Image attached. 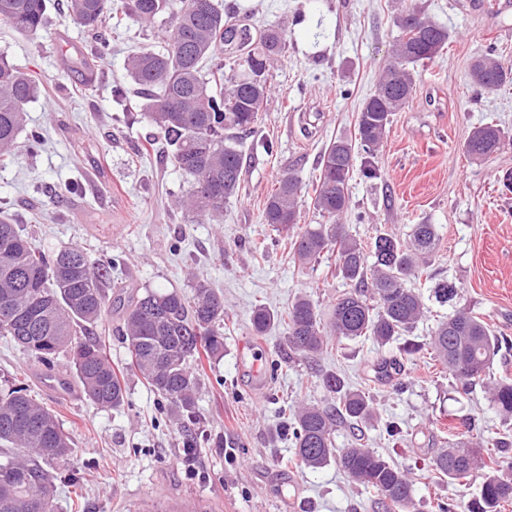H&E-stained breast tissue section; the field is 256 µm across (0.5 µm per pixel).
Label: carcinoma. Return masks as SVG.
I'll return each mask as SVG.
<instances>
[{"instance_id": "carcinoma-1", "label": "carcinoma", "mask_w": 512, "mask_h": 512, "mask_svg": "<svg viewBox=\"0 0 512 512\" xmlns=\"http://www.w3.org/2000/svg\"><path fill=\"white\" fill-rule=\"evenodd\" d=\"M169 9L170 0H132V15L141 23ZM66 10L95 33L96 57L108 55L111 39L103 27L111 0H66ZM46 11L47 0H0V21L23 33L39 32ZM394 25L399 37L392 61L358 113L355 140L336 139L321 158L313 206L326 222L299 227L304 184L292 171L277 179L264 208L265 223L283 236L294 265L313 270L333 255L337 275L351 289L336 297L327 317L315 301L300 297L281 312L255 307L250 323L256 336L283 324L288 358L306 361L322 355L335 340L368 337L385 346L404 336L405 354L431 352L466 392L485 380L508 339L465 310L440 322L429 340L407 339L426 312L423 297L408 281L423 275L439 239L437 226L414 224L404 239L379 234L368 249L341 224L354 166L365 178L379 177L374 158L391 116L412 98L415 67L437 58L450 38L447 28L415 5L398 12ZM239 38L251 40L249 30L229 24L217 0H183L172 13L168 48L161 53L143 50L126 66L145 95L143 111L152 136L166 140L175 167L193 178V191L180 206L202 220L223 216L238 196L240 139L254 129L267 104L268 72L287 44L283 30L264 31L244 59V73L229 77L219 51ZM469 76L475 86L492 92L512 81V67L488 53L472 62ZM37 92L34 80L0 57V165H8L21 146L35 150L43 144L40 129H26L25 105ZM504 139L499 126L485 124L468 133L463 150L484 161L500 151ZM112 265L110 259H93L76 248L46 253L18 225L0 219V336L48 368L59 353L70 352L83 393L94 404L113 409L124 402V379L101 342L84 337L108 312L104 283ZM120 332L128 342L130 365L173 420L187 430L198 424L196 361L202 352L211 361L224 357V296L205 279L195 281L190 296L147 289L127 305ZM375 372L402 389L399 360L383 359ZM321 385L326 404H303L288 421L298 463L314 470L334 459L354 482L374 490L387 512H415L413 483L403 469L358 441L335 448L339 425L357 430L378 420L371 398L333 371L321 374ZM488 390L499 415L512 418V379L492 381ZM486 447L478 433L466 442L448 443L435 456V471L451 482L461 484L475 471H484L477 498L441 503L439 512H501L512 501V466L504 465L497 453L483 452ZM71 452V438L53 410L20 390L0 393V512H55L58 473L48 463L65 461Z\"/></svg>"}]
</instances>
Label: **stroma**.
I'll use <instances>...</instances> for the list:
<instances>
[{"mask_svg": "<svg viewBox=\"0 0 512 512\" xmlns=\"http://www.w3.org/2000/svg\"><path fill=\"white\" fill-rule=\"evenodd\" d=\"M232 23L252 36L270 26L285 29L288 50L269 71L271 94L253 131L242 139L243 165L237 200L223 217L200 221L175 206L193 187L174 168L164 140L146 143L150 126L140 109L126 61L142 48L168 46V17L145 27L124 18L112 33V54L87 71L91 34L70 18L61 0H50L43 30L21 33L0 23V54L38 85L27 106L28 124L46 143L37 154L19 152L0 168V217L48 253L79 248L106 256L116 273L109 297L129 298L144 289L190 292L206 279L224 295L228 319L223 359L200 374L199 439L185 463L186 434L172 423L159 396L129 367L118 333L123 310L112 306L92 337L124 370L122 406L102 408L81 391L67 354L53 369L0 336V390L27 389L54 410L72 439L62 465L76 486L57 485L56 512H141L151 502L200 504L205 512H385L378 495L349 479L336 463L309 470L292 463L284 408L323 399L320 371L340 373L355 390L369 392L382 418L364 427L368 447L408 470L419 512L470 500L482 472L468 484L432 470L443 439L467 438L468 424L488 438L512 437L483 385L457 389L429 356L405 357L399 343L378 347L370 339L342 341L319 358L318 368L289 361L283 326L254 335V305L283 310L301 296L329 308L348 285L320 265L300 271L263 210L278 176L293 169L306 185L301 224H317L313 208L320 160L337 138H354L358 110L375 90L399 31L393 17L413 3L448 28L451 39L433 63L416 68L408 107L392 117L377 156L381 176L353 175L351 207L343 219L350 233L372 242L377 232L404 235L413 224H434L440 240L417 281L428 313L412 333L425 340L438 320L462 309L483 319L497 335L512 337V82L487 93L469 78L471 61L494 51L512 65V0H222ZM122 86L126 105L112 97ZM492 123L509 135L491 159L474 161L463 142L476 126ZM262 242L264 258L251 246ZM455 286L456 297L431 300L435 283ZM260 357L267 384L258 387L248 356ZM401 363L403 390L377 381L382 359ZM396 422L391 443L385 422Z\"/></svg>", "mask_w": 512, "mask_h": 512, "instance_id": "1", "label": "stroma"}]
</instances>
